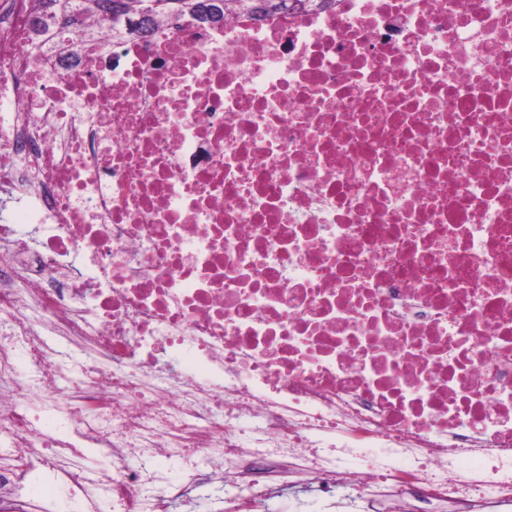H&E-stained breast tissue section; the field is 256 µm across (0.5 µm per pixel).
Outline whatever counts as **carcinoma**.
<instances>
[{
  "label": "carcinoma",
  "mask_w": 512,
  "mask_h": 512,
  "mask_svg": "<svg viewBox=\"0 0 512 512\" xmlns=\"http://www.w3.org/2000/svg\"><path fill=\"white\" fill-rule=\"evenodd\" d=\"M96 7L89 3L78 4L74 0H37L38 22H43L44 14L53 10L67 14H80L85 8L98 15H106L103 7L105 0H95ZM307 0H112V14L126 24L133 25V20L142 13L151 15V23L159 20H173V16L209 20L224 16L225 11L233 9L249 15H268L304 7Z\"/></svg>",
  "instance_id": "obj_1"
}]
</instances>
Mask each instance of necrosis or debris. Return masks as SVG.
<instances>
[{
    "mask_svg": "<svg viewBox=\"0 0 512 512\" xmlns=\"http://www.w3.org/2000/svg\"><path fill=\"white\" fill-rule=\"evenodd\" d=\"M35 11L0 0V512L43 467L69 512H512V0ZM32 307L104 358L70 392ZM77 0H37L38 4V20L36 26L39 30V24L43 22L44 14H47L48 22H56L57 17L54 12L60 14L62 10L63 15L77 14L81 16V5L94 14L103 15L107 17L106 10L103 7V2L112 1V10H109L110 15H115L118 22L112 21L114 29H120V24L123 19L129 28L133 25L134 18H139L141 13H149L151 15V28L152 32L155 23L158 20L173 21V15H178L177 20L185 16L202 22L201 20L213 19L217 21V17H222L218 23H223L224 13L229 9L236 10L239 13H247L249 15H268L275 14L283 11L294 9L295 7H305V5L312 1L306 0H79L84 1L83 4L76 3ZM88 1H95L96 8L89 5ZM74 2V3H72ZM51 11V12H49ZM216 18V19H215ZM207 23V22H202ZM319 495L316 485L287 487L267 503L265 512H293L298 501H313Z\"/></svg>",
    "mask_w": 512,
    "mask_h": 512,
    "instance_id": "4bbe7bcc",
    "label": "necrosis or debris"
}]
</instances>
